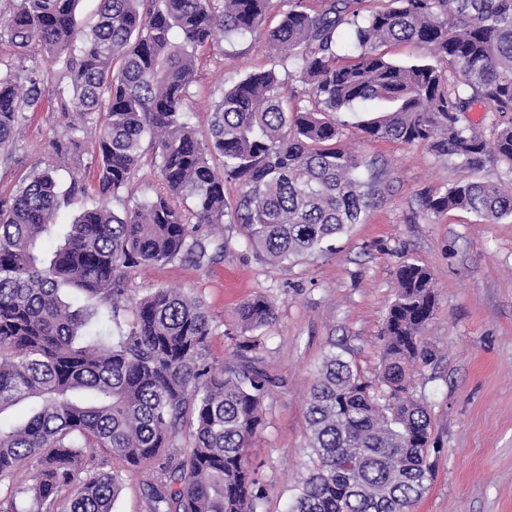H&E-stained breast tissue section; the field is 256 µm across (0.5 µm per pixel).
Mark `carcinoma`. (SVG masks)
<instances>
[{
    "label": "carcinoma",
    "mask_w": 512,
    "mask_h": 512,
    "mask_svg": "<svg viewBox=\"0 0 512 512\" xmlns=\"http://www.w3.org/2000/svg\"><path fill=\"white\" fill-rule=\"evenodd\" d=\"M9 2L0 20V45L13 56L0 58V150L13 151L19 126L51 94L64 133L48 140L49 154L79 167L77 133L92 124L96 138L92 184L75 171L62 191L48 163L0 198V416L33 403L25 420H0V484L34 469L32 483L7 485L0 512H112L123 472L145 466L148 512H257L247 450L272 379L250 361L209 363L203 305L167 287L131 298L130 270L199 263L212 243L228 250V238L213 237L216 224L238 225L245 248L268 264L324 251L367 206L362 158L339 145V113L357 103L387 105L361 122L369 138L421 144L474 173L490 162L512 169V120H503L512 114V0H393L362 18L354 12L347 61L336 42L357 0H324L313 13L294 0L265 37L306 104L284 98L274 69L254 71L213 89L205 134L185 119L197 50L219 33L258 30L271 0H99L86 34L76 28L79 0ZM396 42L422 46L436 63L385 59L379 47ZM32 48L61 62L65 83L51 91L23 64ZM477 101L501 117L491 143L462 125ZM147 157L165 192L114 212L109 202ZM228 184L237 186L231 199ZM78 193L87 202L47 258L61 201ZM423 203L489 223L512 219V190L482 177ZM396 279L382 395L342 355L325 357L305 408L309 474L289 512H409L427 487L431 418L411 373L433 356L423 332L436 294L415 263ZM66 289L95 304L73 307ZM274 320L263 295L238 311L252 333ZM182 438L189 447L178 446ZM90 448L117 467L89 473Z\"/></svg>",
    "instance_id": "carcinoma-1"
}]
</instances>
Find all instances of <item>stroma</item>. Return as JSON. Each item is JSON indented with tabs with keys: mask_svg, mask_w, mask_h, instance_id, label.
<instances>
[{
	"mask_svg": "<svg viewBox=\"0 0 512 512\" xmlns=\"http://www.w3.org/2000/svg\"><path fill=\"white\" fill-rule=\"evenodd\" d=\"M263 31L219 41L199 54L187 119L199 131L210 120L209 92L246 74L276 66ZM372 104L344 112L342 144L362 157L372 203L331 251L281 267L242 247L238 226L226 254L203 263L176 261L131 269L132 296L158 286L183 291L212 317L208 361L247 357L274 380L264 425L247 461L258 480V512H286L309 466L304 409L312 377L329 352L344 353L369 380L381 362V332L394 300L396 271L406 262L427 268L437 305L424 330L432 361L417 366L412 391L428 408L433 478L410 512H512V221L427 210L422 197L442 193L468 170L421 145L365 138L360 121ZM57 112L25 121L12 156H0V197L14 194L36 164H53L69 186L72 161L49 155L60 131ZM275 305L263 335L243 331L239 306L254 295Z\"/></svg>",
	"mask_w": 512,
	"mask_h": 512,
	"instance_id": "1",
	"label": "stroma"
}]
</instances>
